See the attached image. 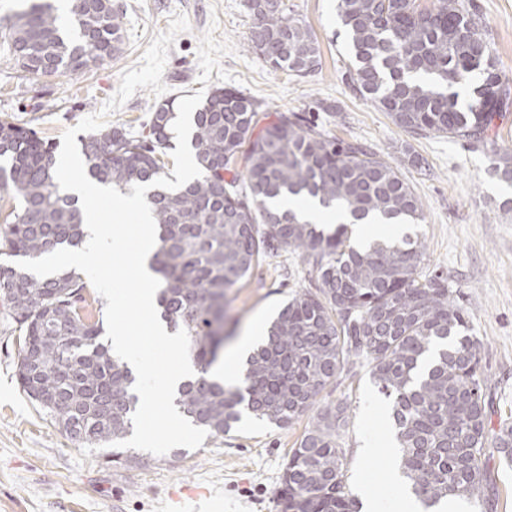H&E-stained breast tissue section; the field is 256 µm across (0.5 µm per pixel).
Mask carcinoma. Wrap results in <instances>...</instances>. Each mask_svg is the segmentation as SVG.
Listing matches in <instances>:
<instances>
[{
    "label": "carcinoma",
    "instance_id": "obj_1",
    "mask_svg": "<svg viewBox=\"0 0 512 512\" xmlns=\"http://www.w3.org/2000/svg\"><path fill=\"white\" fill-rule=\"evenodd\" d=\"M247 51L273 71L297 77L321 65L317 38L285 0H247ZM352 48L351 87L404 131L486 144L495 118L512 106V83L494 61L480 17L460 0H337ZM70 32L50 3L15 15L0 32L24 71L38 76L87 69L122 52L123 13L112 0H82ZM471 89L466 105L454 87ZM266 109L236 89L217 88L194 112L192 146L201 175L147 195L156 228L151 264L159 275V318L187 331L198 376L177 406L212 435L230 432L239 406L280 428L312 414L283 475L282 512H357L343 481L345 403L318 396L351 360L391 400L399 463L410 492L431 508L474 498L488 481L489 448L512 466V419L490 432L481 340L442 274L421 275L424 245L407 236L357 247L346 228L300 221L278 204L317 199L352 223L369 217L413 223L422 205L398 167L367 145L341 140L297 112L260 127ZM173 105L154 108L148 134L108 128L80 138L88 178L125 193L163 174ZM494 171L512 183V153L491 147ZM53 148L10 116H0V186L17 203L0 225V251L25 260L84 237L75 195L60 189ZM291 250L315 273L292 295L247 360L245 386L211 379L224 351V318L234 289L263 256ZM85 285L67 270L39 277L0 266V305L23 333L17 379L78 448H110L133 427L138 404L128 363L83 320Z\"/></svg>",
    "mask_w": 512,
    "mask_h": 512
}]
</instances>
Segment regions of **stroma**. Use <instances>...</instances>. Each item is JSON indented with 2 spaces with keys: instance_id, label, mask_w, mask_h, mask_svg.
Segmentation results:
<instances>
[{
  "instance_id": "35a3bbf8",
  "label": "stroma",
  "mask_w": 512,
  "mask_h": 512,
  "mask_svg": "<svg viewBox=\"0 0 512 512\" xmlns=\"http://www.w3.org/2000/svg\"><path fill=\"white\" fill-rule=\"evenodd\" d=\"M461 2L486 21L497 66L512 76V0ZM113 3L124 14L123 51L89 69L33 76L1 45L0 113L60 146L66 129L102 109L121 73L138 67L144 50L167 31L170 19L185 15L190 28L169 48L162 77L166 92L157 98L150 89H137L107 116L106 125L139 135L159 102L227 84L255 97L269 113L298 112L338 138L376 150L399 168L422 202V221L407 225L406 232L424 244L423 274L448 276L482 342L492 423L512 416V210L501 206L512 197V186L489 172L491 146L512 149V110L495 120L486 147L418 137L398 128L347 83L351 53L336 17V0H287L320 47L321 67L305 78L272 71L247 52L252 19L246 0ZM208 31L235 46L234 53L220 60L232 75L230 82L214 77L204 85L198 80L199 40ZM413 156L420 158V166L410 164ZM310 280L308 266L296 254L267 256L232 297L224 321L225 349L271 320ZM21 347L15 324L0 313V512H193L194 495L205 488L220 490L223 512H279L285 466L307 418L279 428L251 417L227 434L206 437L195 450L178 447L162 456L139 450L117 459L108 449L74 447L28 398L16 376ZM320 400H343L349 406L351 425L342 437L347 487L357 496L366 491L400 503L407 491L390 479L392 460L399 454L387 445L394 436L390 402L366 369L345 366ZM485 462L489 482L466 512H512V467L496 453Z\"/></svg>"
}]
</instances>
